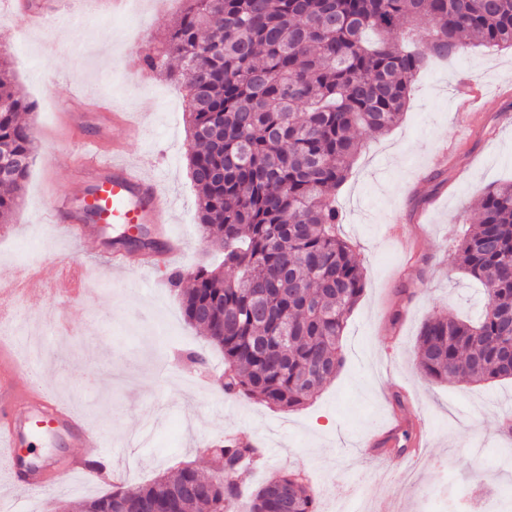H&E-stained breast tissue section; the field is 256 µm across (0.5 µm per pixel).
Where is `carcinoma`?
<instances>
[{"label": "carcinoma", "instance_id": "obj_1", "mask_svg": "<svg viewBox=\"0 0 512 512\" xmlns=\"http://www.w3.org/2000/svg\"><path fill=\"white\" fill-rule=\"evenodd\" d=\"M166 37L192 148L188 169L203 237L222 265L171 277L186 321L224 351V392L293 409L336 377L364 268L338 232L332 192L362 143L401 118L426 55L512 48V0H184ZM409 30L429 53L404 41ZM34 102L0 54V224L11 219L33 167ZM458 245L465 273L486 294L475 321L428 319L418 336L423 375L442 382L512 378V182L488 188ZM222 473L187 465L173 478L117 486L79 512H231L241 476L263 450L234 441L210 449ZM288 488V505L273 488ZM249 512H318L296 474L254 492Z\"/></svg>", "mask_w": 512, "mask_h": 512}]
</instances>
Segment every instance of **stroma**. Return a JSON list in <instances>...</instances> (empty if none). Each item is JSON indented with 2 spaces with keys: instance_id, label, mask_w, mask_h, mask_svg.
I'll return each mask as SVG.
<instances>
[{
  "instance_id": "1",
  "label": "stroma",
  "mask_w": 512,
  "mask_h": 512,
  "mask_svg": "<svg viewBox=\"0 0 512 512\" xmlns=\"http://www.w3.org/2000/svg\"><path fill=\"white\" fill-rule=\"evenodd\" d=\"M18 3L0 2V49L36 104L38 156L10 223L0 224V279L33 252L44 282L35 299L14 308L18 322L37 330L43 343L39 356L16 347L18 384L37 375L72 403L111 439L112 462L130 486L188 464L208 469L199 440L213 443L233 433L277 450L255 471L253 485L278 472H302L320 512H331L372 470L391 467L396 476L361 512L455 508L462 484L473 486L485 512H512V466L495 465L512 457V433L499 415L512 407V380L435 382L416 357L426 319L456 311L475 316L485 305L482 288L460 266L456 242L488 186L512 181V50L477 47L425 65L399 123L384 134L360 133L366 148L336 203L341 233L365 270V291L348 319L336 378L299 409L283 411L225 394L222 352L186 322L179 292L167 282L171 269L223 260L197 227L182 91L142 64L145 54L164 47L180 0H142L138 11L114 16L94 13L90 0H61L66 18L51 36L21 30ZM472 86L482 93L474 103L467 95ZM77 87L141 119V137L125 148L129 159L148 158L164 174L176 203L172 230L184 247L170 267L114 274L96 254L111 249L120 227L95 225L89 248L42 223L50 201L80 203V176L68 163L79 149L68 135L70 123L106 145L121 138L102 113L75 111ZM390 225L401 227L402 240L387 234ZM62 264L85 272L84 292H47ZM184 351L204 353L206 365L179 362ZM393 416L418 432L424 445L418 456L399 458L364 445ZM76 452L61 431L36 441L29 451L34 464H51L58 477L39 492L16 493L0 463V512H73L75 503L111 491V484L66 476Z\"/></svg>"
}]
</instances>
